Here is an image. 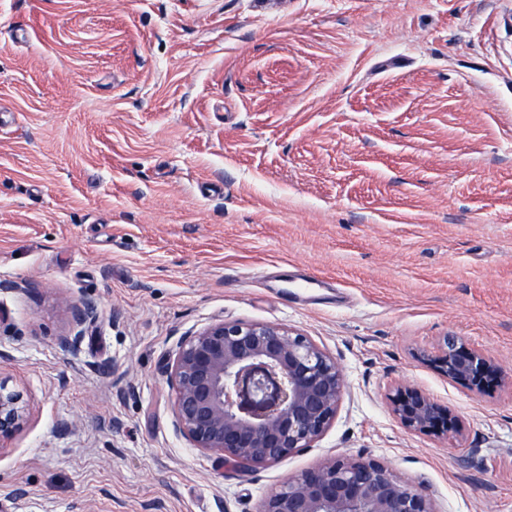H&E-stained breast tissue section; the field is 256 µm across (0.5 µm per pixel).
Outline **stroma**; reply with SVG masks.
<instances>
[{"mask_svg": "<svg viewBox=\"0 0 512 512\" xmlns=\"http://www.w3.org/2000/svg\"><path fill=\"white\" fill-rule=\"evenodd\" d=\"M217 319L335 357L313 447L241 473L176 434L164 360ZM448 335L512 378V0H0V512H258L334 456L512 512V390L439 375ZM97 306L93 301H84L73 307L72 325L73 336H60L58 339V349L65 354L71 353L83 337V327L87 322L96 318ZM28 415L20 394L7 391L0 383V446L24 428ZM389 401L393 414L408 430L446 437L462 431L459 416L418 387L398 385Z\"/></svg>", "mask_w": 512, "mask_h": 512, "instance_id": "stroma-1", "label": "stroma"}]
</instances>
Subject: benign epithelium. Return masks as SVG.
I'll return each instance as SVG.
<instances>
[{
	"instance_id": "7a95c632",
	"label": "benign epithelium",
	"mask_w": 512,
	"mask_h": 512,
	"mask_svg": "<svg viewBox=\"0 0 512 512\" xmlns=\"http://www.w3.org/2000/svg\"><path fill=\"white\" fill-rule=\"evenodd\" d=\"M97 306L73 307L74 334L61 336L68 354L94 320ZM445 378L481 395L503 387L501 367L457 336L429 358ZM174 393L173 426L188 444L241 473L312 447L336 419L345 381L336 358L282 325L216 320L180 337L166 363ZM390 406L408 430L457 435L462 422L423 390L398 385ZM20 394L0 385V449L28 421ZM259 512H436L433 500L374 458L331 457L264 496Z\"/></svg>"
}]
</instances>
